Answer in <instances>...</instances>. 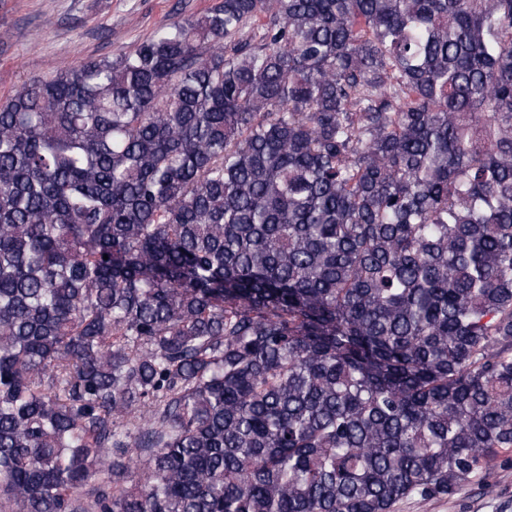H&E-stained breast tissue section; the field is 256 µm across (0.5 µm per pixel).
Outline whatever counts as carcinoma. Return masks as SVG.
<instances>
[{"label": "carcinoma", "mask_w": 512, "mask_h": 512, "mask_svg": "<svg viewBox=\"0 0 512 512\" xmlns=\"http://www.w3.org/2000/svg\"><path fill=\"white\" fill-rule=\"evenodd\" d=\"M509 451L512 0H218L0 101L18 512H391Z\"/></svg>", "instance_id": "cac0c4a2"}]
</instances>
